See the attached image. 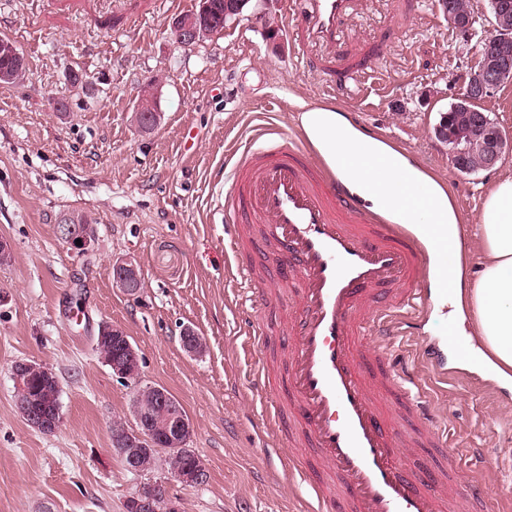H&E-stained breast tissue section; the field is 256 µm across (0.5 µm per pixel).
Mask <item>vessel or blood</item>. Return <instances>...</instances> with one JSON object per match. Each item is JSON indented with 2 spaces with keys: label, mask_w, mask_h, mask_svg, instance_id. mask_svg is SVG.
I'll return each instance as SVG.
<instances>
[{
  "label": "vessel or blood",
  "mask_w": 512,
  "mask_h": 512,
  "mask_svg": "<svg viewBox=\"0 0 512 512\" xmlns=\"http://www.w3.org/2000/svg\"><path fill=\"white\" fill-rule=\"evenodd\" d=\"M355 6L284 0L302 68L332 86L343 80L336 54ZM226 181L225 255L238 261L261 243V269L238 261L237 273L256 283L261 270L284 267L297 293L284 373L274 380L261 367L250 380L274 435L263 455L283 445L308 453L303 472L319 512H485L479 479L461 484L457 464L431 470L403 459L407 448H447L435 415L415 401L387 352L391 338L428 314L420 282L431 253L284 137L244 152ZM447 345L421 340V364L442 380ZM386 401L409 419L406 434L396 433Z\"/></svg>",
  "instance_id": "vessel-or-blood-1"
}]
</instances>
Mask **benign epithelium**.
Wrapping results in <instances>:
<instances>
[{"instance_id": "obj_1", "label": "benign epithelium", "mask_w": 512, "mask_h": 512, "mask_svg": "<svg viewBox=\"0 0 512 512\" xmlns=\"http://www.w3.org/2000/svg\"><path fill=\"white\" fill-rule=\"evenodd\" d=\"M493 17L492 31L485 36L486 42L498 45L512 38V7L505 0H490ZM201 14L182 16L172 25L171 32L177 43L191 46L207 37ZM448 21L467 37L471 33L472 19L458 12L453 4L443 6ZM512 82V56L495 52L479 53L478 63L470 71L468 80L459 98L473 105L494 93L501 85ZM135 119L139 126L151 128L157 124L159 113L155 112L150 98L139 102ZM440 140L448 144L450 162L459 168H467L468 160L477 158V168L481 170L496 166L507 154L512 153V140L506 139L493 121L483 112L476 113L473 122L466 128H456L440 135ZM58 237L74 247L75 240H81L79 250H88L95 242L96 233L91 224H75L69 215L62 216L56 226ZM113 283L129 294L137 293L143 285L142 273L131 260H120L112 264ZM120 345V350L112 354L109 365L112 376L126 382H139L141 357L129 341L125 331L112 324H104L99 330V338ZM183 348L192 354L200 353L204 345L200 336L192 329L183 330ZM16 384L15 404L21 418L34 430L41 433L55 431L61 422V409L47 418L32 409L24 400L25 386L22 379L40 376L57 381L54 372L47 366L27 360H18L11 369ZM134 420L131 423L119 421L112 425V447L117 451L124 468L135 474L146 473L144 456L151 449L166 455L178 456L186 448L192 435V426L181 408L171 399L167 390L160 385L137 386L133 404ZM174 477L185 486L201 485L207 481L208 472L199 461L191 468L175 470ZM124 512H180L177 499L168 493L166 483L155 480L125 500Z\"/></svg>"}]
</instances>
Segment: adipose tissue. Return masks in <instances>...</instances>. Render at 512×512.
I'll use <instances>...</instances> for the list:
<instances>
[{"instance_id":"1","label":"adipose tissue","mask_w":512,"mask_h":512,"mask_svg":"<svg viewBox=\"0 0 512 512\" xmlns=\"http://www.w3.org/2000/svg\"><path fill=\"white\" fill-rule=\"evenodd\" d=\"M300 124L306 137L326 164L347 180L354 194L365 197L377 213L400 224H433L439 240L458 239L459 217L445 184L411 163L405 155L375 136L353 127L334 106H321L303 113ZM363 143L375 156L386 157L389 167L381 175L376 192H369L366 179L347 171L344 156L351 142ZM404 179L419 183L433 200L427 213H404L390 207L396 185ZM478 273H470L463 253L449 263L448 298L455 316L448 328L458 334L465 320H472L469 340L479 342L489 353L487 364L498 376L512 369V175L495 181L488 189L476 220Z\"/></svg>"}]
</instances>
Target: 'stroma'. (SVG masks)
I'll use <instances>...</instances> for the list:
<instances>
[{
	"instance_id": "35a3bbf8",
	"label": "stroma",
	"mask_w": 512,
	"mask_h": 512,
	"mask_svg": "<svg viewBox=\"0 0 512 512\" xmlns=\"http://www.w3.org/2000/svg\"><path fill=\"white\" fill-rule=\"evenodd\" d=\"M199 0H0V39L23 53L28 76L0 85V512H123L126 498L163 478L181 512H311L296 471L266 463L267 433L248 389L254 361L240 324L259 291L229 275L220 211L224 176L257 128L302 135L300 116L333 104L358 129L401 148L449 186L466 252L484 192L512 154L474 174L457 172L434 133L478 62L435 0H359L344 27L349 52L370 55L358 88L328 91L303 72L281 0H250L242 17L183 47L171 24ZM77 72L86 88L72 86ZM153 90L159 124L142 131L136 105ZM62 100L58 112L53 101ZM91 216L97 239L80 252L56 234L61 215ZM135 259L143 286L116 288L112 263ZM263 307L269 349L286 354L292 307ZM121 327L142 357L141 381L167 388L193 425L188 446L209 477L186 486L164 459L126 471L113 420L131 419L133 384L113 378L95 344L101 324ZM202 337L184 351L183 327ZM48 366L62 420L44 434L14 406L12 364ZM422 399L446 427L463 479L485 478L487 512H512V384L461 367L425 384Z\"/></svg>"
}]
</instances>
